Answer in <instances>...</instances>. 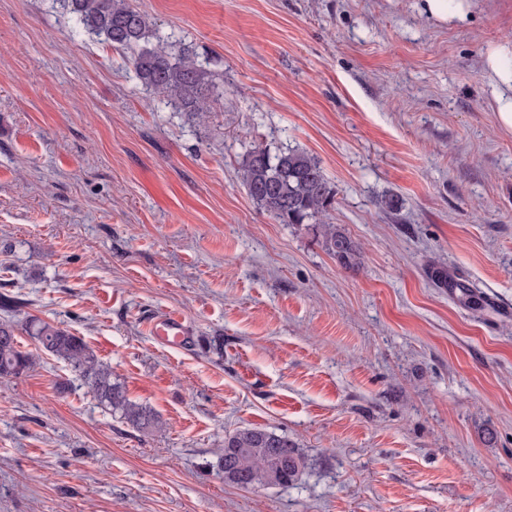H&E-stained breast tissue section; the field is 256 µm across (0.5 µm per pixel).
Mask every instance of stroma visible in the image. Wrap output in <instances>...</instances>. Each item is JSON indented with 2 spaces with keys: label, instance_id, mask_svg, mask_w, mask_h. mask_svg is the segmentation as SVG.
<instances>
[{
  "label": "stroma",
  "instance_id": "1",
  "mask_svg": "<svg viewBox=\"0 0 512 512\" xmlns=\"http://www.w3.org/2000/svg\"><path fill=\"white\" fill-rule=\"evenodd\" d=\"M130 2L212 73L203 121L61 0H0V321L34 358L0 379V512H512V131L483 71L512 0L461 21L425 0ZM257 146L319 162L359 269L251 200ZM169 312L191 349L151 337ZM32 317L158 429L101 407ZM253 427L301 449L297 481L225 483L224 436ZM28 324L30 338L37 347L67 361L78 370L101 405L120 411L128 422L139 429L158 426L159 422L150 409L131 402L122 387L112 383L110 369L97 359L81 337L39 319H31Z\"/></svg>",
  "mask_w": 512,
  "mask_h": 512
}]
</instances>
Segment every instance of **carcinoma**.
<instances>
[{"instance_id": "1", "label": "carcinoma", "mask_w": 512, "mask_h": 512, "mask_svg": "<svg viewBox=\"0 0 512 512\" xmlns=\"http://www.w3.org/2000/svg\"><path fill=\"white\" fill-rule=\"evenodd\" d=\"M78 28L130 54L136 76L146 91L173 103L181 112L204 119L210 112L212 74L185 47L175 49L156 38L148 16L129 0H64ZM241 178L251 199L280 224L320 226L324 250L344 269L361 265L359 245L334 224L323 222L335 192L320 164L307 153L285 149L276 154L260 146L243 158ZM37 347L78 370L99 403L121 412L139 429L158 421L151 410L131 402L112 382L103 365L81 337L39 319L29 321ZM32 355L19 350L15 329L0 323V378L17 377L32 365ZM224 482L238 487L285 485L296 481L306 460L301 449L284 435L261 428L238 430L224 437Z\"/></svg>"}]
</instances>
